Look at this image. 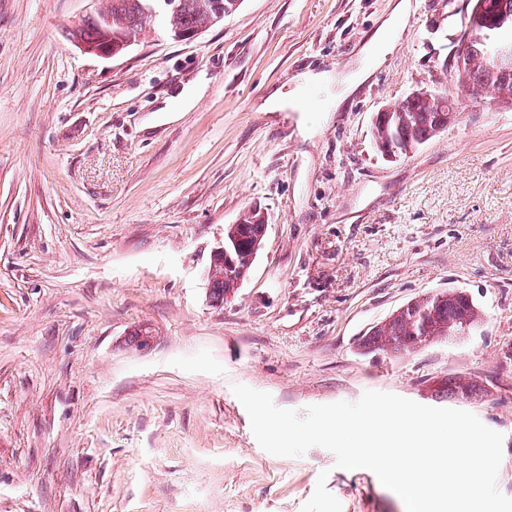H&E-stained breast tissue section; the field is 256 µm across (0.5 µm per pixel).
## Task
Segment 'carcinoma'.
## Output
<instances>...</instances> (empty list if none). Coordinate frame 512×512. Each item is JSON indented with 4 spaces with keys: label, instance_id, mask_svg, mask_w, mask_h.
Masks as SVG:
<instances>
[{
    "label": "carcinoma",
    "instance_id": "cac0c4a2",
    "mask_svg": "<svg viewBox=\"0 0 512 512\" xmlns=\"http://www.w3.org/2000/svg\"><path fill=\"white\" fill-rule=\"evenodd\" d=\"M236 0H176L178 8L169 12L165 19L168 29L197 30L216 25L221 12L233 8ZM149 0H109V7L102 14L112 17V39L128 40L151 28L147 14ZM99 16L81 21L69 32L76 42H93L99 36ZM471 53V67L467 72V83L489 88L507 85L512 88V70L502 71L490 59H484L482 47L475 36L466 44ZM455 97L443 93L433 102L405 97L393 105L387 121L376 126L380 139L401 144L402 150L417 147L440 132V126L448 123V112L444 107ZM482 321L478 307L463 292L451 291L448 295L434 294L407 305L399 313L362 337V347L371 350L391 349L396 351L416 349L432 342L436 331L448 330V339L453 340L474 330Z\"/></svg>",
    "mask_w": 512,
    "mask_h": 512
}]
</instances>
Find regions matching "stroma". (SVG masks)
Instances as JSON below:
<instances>
[{
	"mask_svg": "<svg viewBox=\"0 0 512 512\" xmlns=\"http://www.w3.org/2000/svg\"><path fill=\"white\" fill-rule=\"evenodd\" d=\"M242 0L191 42L122 54L69 37L105 0H0V512H406L330 451L278 457L241 384L283 409L368 391L473 413L503 434L512 498V107L458 101L412 154L372 122L414 90L455 91L466 0ZM369 67L336 105L303 73ZM207 90L144 127L175 90ZM302 90L308 111L262 109ZM268 231L242 285L207 300L224 227ZM459 290L471 334L411 351L359 340L409 301ZM154 336L133 345L134 329ZM476 387L446 396L449 379Z\"/></svg>",
	"mask_w": 512,
	"mask_h": 512,
	"instance_id": "stroma-1",
	"label": "stroma"
}]
</instances>
